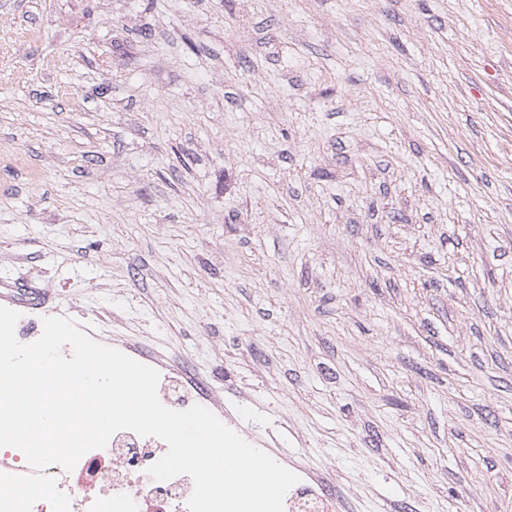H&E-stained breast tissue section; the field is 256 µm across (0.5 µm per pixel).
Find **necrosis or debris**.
<instances>
[{"label":"necrosis or debris","mask_w":512,"mask_h":512,"mask_svg":"<svg viewBox=\"0 0 512 512\" xmlns=\"http://www.w3.org/2000/svg\"><path fill=\"white\" fill-rule=\"evenodd\" d=\"M158 396L173 410L210 400L201 387H187L181 375L167 370L160 373ZM167 450L159 438L122 430L110 437L105 448L87 452L72 471L52 465L47 473L68 496L69 512H142L152 502L158 504V512H189L194 488L190 476L158 481L148 473Z\"/></svg>","instance_id":"4bbe7bcc"}]
</instances>
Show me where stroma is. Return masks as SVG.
Returning <instances> with one entry per match:
<instances>
[{
    "instance_id": "1",
    "label": "stroma",
    "mask_w": 512,
    "mask_h": 512,
    "mask_svg": "<svg viewBox=\"0 0 512 512\" xmlns=\"http://www.w3.org/2000/svg\"><path fill=\"white\" fill-rule=\"evenodd\" d=\"M3 280L346 512H512V0H0ZM160 372L158 396L160 401L173 410H186L195 404L210 403L213 407L220 406L219 401L209 396L201 387H193V392L188 389L181 375L154 367Z\"/></svg>"
}]
</instances>
